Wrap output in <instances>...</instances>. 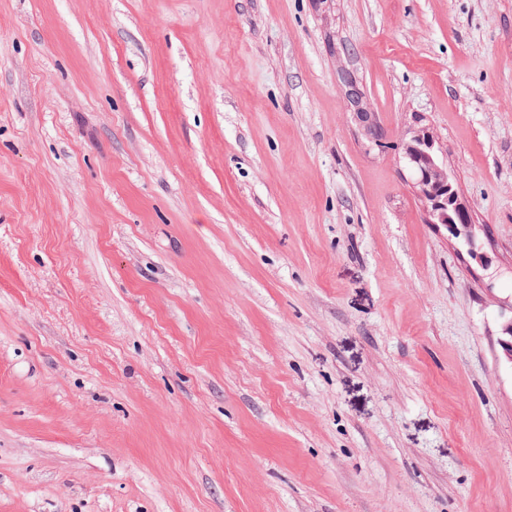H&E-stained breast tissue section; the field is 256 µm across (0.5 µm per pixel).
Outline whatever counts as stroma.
Here are the masks:
<instances>
[{"mask_svg":"<svg viewBox=\"0 0 512 512\" xmlns=\"http://www.w3.org/2000/svg\"><path fill=\"white\" fill-rule=\"evenodd\" d=\"M511 307L512 0H0V512H512ZM345 98L348 104L354 109L361 126L369 133L375 132L374 113L368 112L364 107L363 97L358 88H346ZM403 159L428 223L443 227L448 238L468 248L471 259L482 270H491L495 260L476 244L472 207L448 173L447 161L429 126L418 123L407 133Z\"/></svg>","mask_w":512,"mask_h":512,"instance_id":"1","label":"stroma"}]
</instances>
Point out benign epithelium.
Returning a JSON list of instances; mask_svg holds the SVG:
<instances>
[{
	"label": "benign epithelium",
	"instance_id": "1",
	"mask_svg": "<svg viewBox=\"0 0 512 512\" xmlns=\"http://www.w3.org/2000/svg\"><path fill=\"white\" fill-rule=\"evenodd\" d=\"M345 98L354 109L361 126L369 133L375 132L374 113L364 107L360 90L346 89ZM403 159L412 185L423 204L428 223L444 228L448 238L468 248L471 259L482 270H491L495 260L476 244L472 207L461 196L448 173L447 161L429 126L419 123L407 133ZM498 344L504 361L512 366V316L501 321Z\"/></svg>",
	"mask_w": 512,
	"mask_h": 512
}]
</instances>
